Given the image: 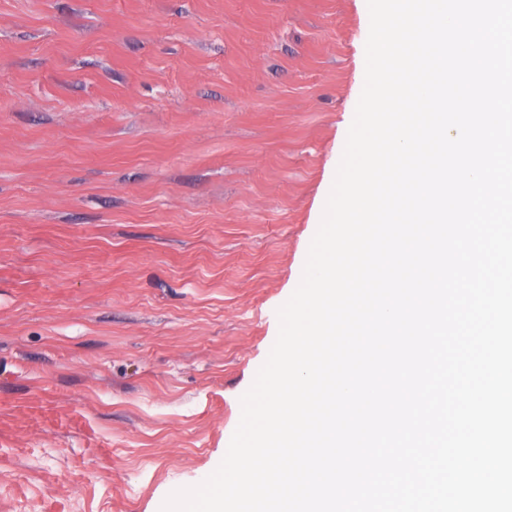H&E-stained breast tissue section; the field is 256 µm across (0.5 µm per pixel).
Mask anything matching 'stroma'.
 <instances>
[{
  "label": "stroma",
  "instance_id": "stroma-1",
  "mask_svg": "<svg viewBox=\"0 0 512 512\" xmlns=\"http://www.w3.org/2000/svg\"><path fill=\"white\" fill-rule=\"evenodd\" d=\"M363 0H0V512H160L278 334Z\"/></svg>",
  "mask_w": 512,
  "mask_h": 512
}]
</instances>
